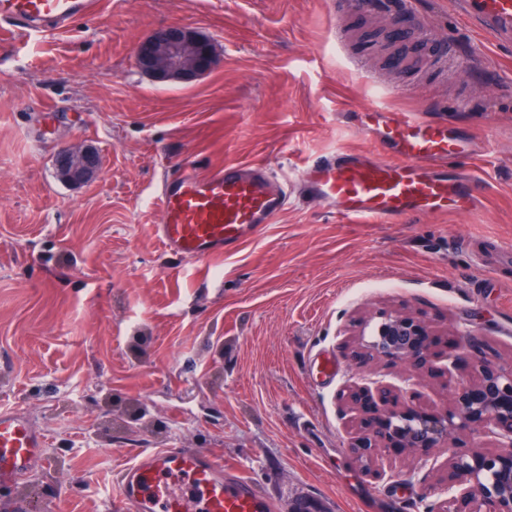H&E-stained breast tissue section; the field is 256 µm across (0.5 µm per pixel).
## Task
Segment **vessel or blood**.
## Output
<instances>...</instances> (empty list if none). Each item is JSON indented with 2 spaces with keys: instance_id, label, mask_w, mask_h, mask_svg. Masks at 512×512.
Wrapping results in <instances>:
<instances>
[{
  "instance_id": "obj_1",
  "label": "vessel or blood",
  "mask_w": 512,
  "mask_h": 512,
  "mask_svg": "<svg viewBox=\"0 0 512 512\" xmlns=\"http://www.w3.org/2000/svg\"><path fill=\"white\" fill-rule=\"evenodd\" d=\"M492 43L512 40V0H455ZM99 0H0V26L32 35L69 30L95 12ZM364 129L384 149L343 151L314 163L304 195L346 224L388 223L410 215L473 211L470 175L449 177L448 162L464 154L447 124L367 107ZM161 221L156 237L171 256L204 260L238 251L288 206L290 194L263 162L228 163L201 177L187 168L166 174L156 190ZM48 434L26 411L0 409V488L14 489L45 462ZM125 512H275L239 469L187 448H142L114 488Z\"/></svg>"
}]
</instances>
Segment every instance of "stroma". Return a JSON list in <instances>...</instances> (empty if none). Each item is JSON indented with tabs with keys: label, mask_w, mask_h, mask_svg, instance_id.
<instances>
[{
	"label": "stroma",
	"mask_w": 512,
	"mask_h": 512,
	"mask_svg": "<svg viewBox=\"0 0 512 512\" xmlns=\"http://www.w3.org/2000/svg\"><path fill=\"white\" fill-rule=\"evenodd\" d=\"M395 7L104 0L64 33L0 32V408L26 410L49 439L25 512H123L115 472L132 449L173 442L241 469L277 512H446L449 453L497 452L463 435L384 448L373 479L340 399L382 382L443 411L474 357L512 362V48L490 46L452 0H417L406 38L384 44ZM173 24L213 43L200 80L157 84L135 64ZM375 98L472 144L448 172L475 175V210L340 224L302 198L318 159L375 151L359 125ZM82 145L102 166L72 186L54 159ZM258 158L292 190L278 220L231 255H166L162 173ZM383 311L429 323L436 370L352 361L356 321Z\"/></svg>",
	"instance_id": "35a3bbf8"
}]
</instances>
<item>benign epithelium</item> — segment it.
<instances>
[{"instance_id": "obj_1", "label": "benign epithelium", "mask_w": 512, "mask_h": 512, "mask_svg": "<svg viewBox=\"0 0 512 512\" xmlns=\"http://www.w3.org/2000/svg\"><path fill=\"white\" fill-rule=\"evenodd\" d=\"M135 64L157 83H192L210 72L216 57L211 40L186 26H169L151 33L137 47ZM101 155L92 145L61 150L55 161L57 177L80 186L98 173ZM374 338L351 350L360 363L389 357L416 366L430 363L423 344L427 326L411 316L384 312ZM477 378L455 386L448 410L438 413L405 411L403 396L391 387L354 383L342 393L357 415L353 448L365 460L364 472L382 479L372 469V457L393 445L411 450L451 444L459 433L477 442L494 438L500 451L492 455L453 454L448 459L447 488L450 512H512V365L482 363Z\"/></svg>"}]
</instances>
